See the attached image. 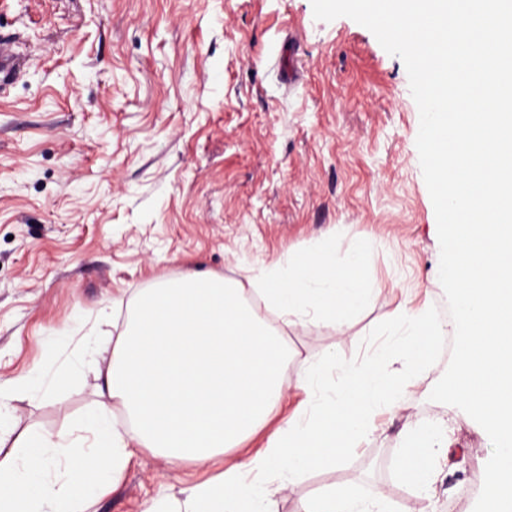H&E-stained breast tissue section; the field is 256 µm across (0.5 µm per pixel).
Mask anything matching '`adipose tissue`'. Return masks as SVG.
Instances as JSON below:
<instances>
[{"mask_svg": "<svg viewBox=\"0 0 512 512\" xmlns=\"http://www.w3.org/2000/svg\"><path fill=\"white\" fill-rule=\"evenodd\" d=\"M369 256L365 247L337 257L327 241L319 253L244 269L233 282L191 275L144 292L98 370L94 411L69 433L31 429L10 439L0 411V512H88L90 494L119 481L139 448L198 466L243 451V459L218 476L186 488V512H268L272 488L290 487L301 472L338 463L337 449L360 447L377 431L379 414L400 408L404 389L424 367L418 350L442 334L430 323L428 306L401 308L376 358L307 360L295 382L302 395L298 408L262 448L244 451L287 393L282 369L288 350L270 318L343 329L353 295L365 299L377 291L366 276ZM251 293L262 308L248 302ZM115 406L124 421L113 419ZM448 441L446 427L408 424L397 478L429 495L426 461ZM59 460L70 468L57 479L50 467ZM301 512L396 510L373 495L330 488L309 495Z\"/></svg>", "mask_w": 512, "mask_h": 512, "instance_id": "ef3b65f1", "label": "adipose tissue"}]
</instances>
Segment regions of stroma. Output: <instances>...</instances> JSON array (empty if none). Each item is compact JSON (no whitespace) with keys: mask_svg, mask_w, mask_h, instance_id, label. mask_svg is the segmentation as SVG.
Here are the masks:
<instances>
[{"mask_svg":"<svg viewBox=\"0 0 512 512\" xmlns=\"http://www.w3.org/2000/svg\"><path fill=\"white\" fill-rule=\"evenodd\" d=\"M24 62L0 89V386L63 370L74 330L98 308H129L158 281L188 274L236 280L314 251L373 240L368 274L381 291L335 330L281 326L288 348L279 425L297 404L307 358L374 357L403 306L436 307L440 245L416 138L419 110L402 60L350 18L316 20L311 0H0V37ZM426 368L403 408L274 492V512L335 486L442 512L482 481L483 428L430 401L448 362ZM94 366L49 395L11 394L17 431L71 429L96 399ZM447 424L433 495L407 493L387 463L406 421ZM237 452L223 464L238 461ZM168 465L140 451L90 512H145L221 472Z\"/></svg>","mask_w":512,"mask_h":512,"instance_id":"1","label":"stroma"}]
</instances>
